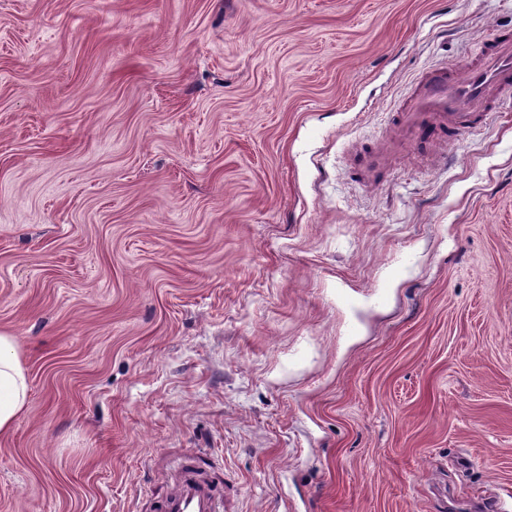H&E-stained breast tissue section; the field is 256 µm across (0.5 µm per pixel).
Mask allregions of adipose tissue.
Segmentation results:
<instances>
[{
    "label": "adipose tissue",
    "mask_w": 512,
    "mask_h": 512,
    "mask_svg": "<svg viewBox=\"0 0 512 512\" xmlns=\"http://www.w3.org/2000/svg\"><path fill=\"white\" fill-rule=\"evenodd\" d=\"M26 370L12 336L0 333V435L12 430L28 403Z\"/></svg>",
    "instance_id": "ef3b65f1"
}]
</instances>
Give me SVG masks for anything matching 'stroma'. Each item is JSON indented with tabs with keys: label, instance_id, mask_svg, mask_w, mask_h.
<instances>
[{
	"label": "stroma",
	"instance_id": "obj_1",
	"mask_svg": "<svg viewBox=\"0 0 512 512\" xmlns=\"http://www.w3.org/2000/svg\"><path fill=\"white\" fill-rule=\"evenodd\" d=\"M512 0H0V512H512V106L390 117ZM385 148V174L362 165ZM26 370L13 336L0 333V435L12 430L28 403ZM223 494L224 484L219 480H185L175 492L157 496L153 512H217Z\"/></svg>",
	"mask_w": 512,
	"mask_h": 512
}]
</instances>
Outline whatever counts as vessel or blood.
<instances>
[{
  "label": "vessel or blood",
  "instance_id": "1",
  "mask_svg": "<svg viewBox=\"0 0 512 512\" xmlns=\"http://www.w3.org/2000/svg\"><path fill=\"white\" fill-rule=\"evenodd\" d=\"M512 97V35L488 42L479 65L452 73L441 67L424 78L419 94L398 114L397 130L414 154L450 146L470 129L476 114L497 111ZM221 482L183 481L175 492L157 496L154 512H216Z\"/></svg>",
  "mask_w": 512,
  "mask_h": 512
}]
</instances>
